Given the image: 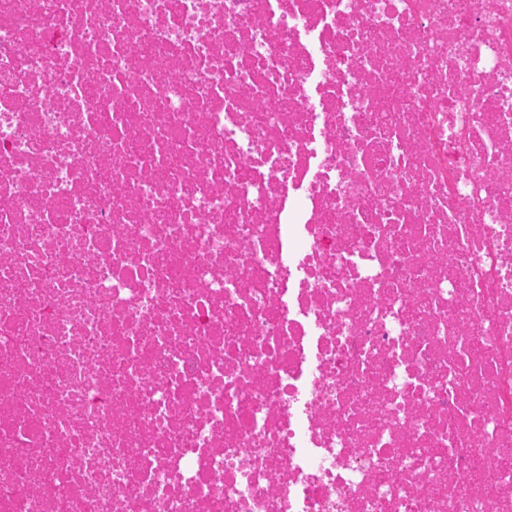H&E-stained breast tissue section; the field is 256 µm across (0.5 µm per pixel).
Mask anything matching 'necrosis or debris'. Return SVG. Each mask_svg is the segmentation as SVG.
Returning a JSON list of instances; mask_svg holds the SVG:
<instances>
[{
  "label": "necrosis or debris",
  "instance_id": "necrosis-or-debris-1",
  "mask_svg": "<svg viewBox=\"0 0 512 512\" xmlns=\"http://www.w3.org/2000/svg\"><path fill=\"white\" fill-rule=\"evenodd\" d=\"M0 512H512V0H0Z\"/></svg>",
  "mask_w": 512,
  "mask_h": 512
}]
</instances>
